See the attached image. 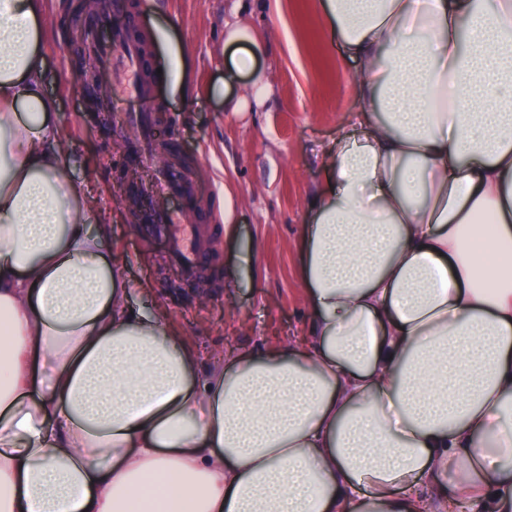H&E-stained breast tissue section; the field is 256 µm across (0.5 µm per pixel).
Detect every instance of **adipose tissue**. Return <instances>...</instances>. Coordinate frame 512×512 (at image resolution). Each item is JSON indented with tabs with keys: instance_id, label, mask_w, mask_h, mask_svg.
<instances>
[{
	"instance_id": "1",
	"label": "adipose tissue",
	"mask_w": 512,
	"mask_h": 512,
	"mask_svg": "<svg viewBox=\"0 0 512 512\" xmlns=\"http://www.w3.org/2000/svg\"><path fill=\"white\" fill-rule=\"evenodd\" d=\"M42 3L0 0V512H512V0H326L309 327L203 374L66 172Z\"/></svg>"
}]
</instances>
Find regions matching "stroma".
<instances>
[{
    "label": "stroma",
    "instance_id": "stroma-1",
    "mask_svg": "<svg viewBox=\"0 0 512 512\" xmlns=\"http://www.w3.org/2000/svg\"><path fill=\"white\" fill-rule=\"evenodd\" d=\"M96 29L107 41L131 26L149 36L151 97L116 94L113 112L84 108L82 47L71 20L77 0H45L43 85L59 109L69 147L68 174L85 182L104 212L121 213L107 246L128 259L130 275L149 280L157 303L191 338L201 366L234 347L284 344L307 328L299 270L306 208L325 182L317 156L346 124L357 65L323 23L326 0H129ZM241 22L262 38L255 72L234 68L224 27ZM183 63L192 85L183 95L155 70ZM262 74L265 100L242 112L228 98L254 97ZM162 104L177 128L176 163L206 171L194 185L207 252L199 282H183L165 262L167 245L145 236L128 208L130 167L112 129L124 114Z\"/></svg>",
    "mask_w": 512,
    "mask_h": 512
}]
</instances>
